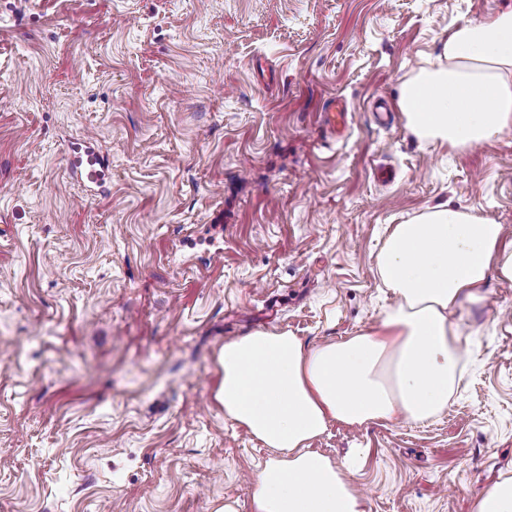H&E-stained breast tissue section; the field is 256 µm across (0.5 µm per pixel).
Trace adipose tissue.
<instances>
[{
  "label": "adipose tissue",
  "mask_w": 512,
  "mask_h": 512,
  "mask_svg": "<svg viewBox=\"0 0 512 512\" xmlns=\"http://www.w3.org/2000/svg\"><path fill=\"white\" fill-rule=\"evenodd\" d=\"M444 57L403 80L407 129L452 149L512 131V10L458 25ZM377 267L395 296L378 326L311 349L286 332L225 343L217 393L224 415L277 451L258 475L252 512H365L308 441L332 420L424 423L442 413L466 366L452 315L485 301L489 275L512 283V241L502 225L440 205L396 225Z\"/></svg>",
  "instance_id": "ef3b65f1"
}]
</instances>
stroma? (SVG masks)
<instances>
[{
  "label": "stroma",
  "instance_id": "35a3bbf8",
  "mask_svg": "<svg viewBox=\"0 0 512 512\" xmlns=\"http://www.w3.org/2000/svg\"><path fill=\"white\" fill-rule=\"evenodd\" d=\"M510 6L0 0V512H252L274 452L210 400L225 342L379 324L377 256L427 207L512 238V132L452 150L396 108L451 26ZM453 318L435 420L310 443L366 512H473L512 477V287Z\"/></svg>",
  "mask_w": 512,
  "mask_h": 512
}]
</instances>
